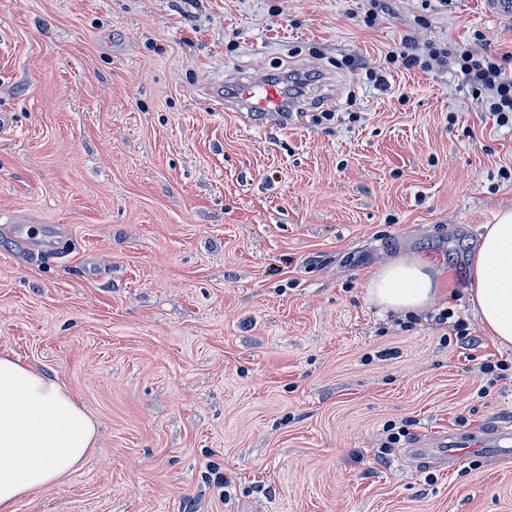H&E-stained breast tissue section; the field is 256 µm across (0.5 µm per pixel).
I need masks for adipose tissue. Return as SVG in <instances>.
Listing matches in <instances>:
<instances>
[{
  "label": "adipose tissue",
  "instance_id": "1",
  "mask_svg": "<svg viewBox=\"0 0 512 512\" xmlns=\"http://www.w3.org/2000/svg\"><path fill=\"white\" fill-rule=\"evenodd\" d=\"M465 289L487 335L512 348V208L484 225ZM441 273L426 257L402 254L381 264L367 300L385 311L417 314L436 299ZM97 420L62 383L20 358L0 355V512L59 484L81 468L98 442Z\"/></svg>",
  "mask_w": 512,
  "mask_h": 512
}]
</instances>
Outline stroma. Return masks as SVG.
I'll return each mask as SVG.
<instances>
[{
    "mask_svg": "<svg viewBox=\"0 0 512 512\" xmlns=\"http://www.w3.org/2000/svg\"><path fill=\"white\" fill-rule=\"evenodd\" d=\"M407 35L512 75L483 0H0V215L33 220L0 232V353L99 422L17 512H512V455L374 459L394 422L512 425V371H478L512 349L465 295L512 129L461 75L388 64ZM244 66L313 69L303 122L212 101ZM401 253L453 273L418 317L366 299Z\"/></svg>",
    "mask_w": 512,
    "mask_h": 512,
    "instance_id": "stroma-1",
    "label": "stroma"
}]
</instances>
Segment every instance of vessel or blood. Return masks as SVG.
<instances>
[{
    "instance_id": "1",
    "label": "vessel or blood",
    "mask_w": 512,
    "mask_h": 512,
    "mask_svg": "<svg viewBox=\"0 0 512 512\" xmlns=\"http://www.w3.org/2000/svg\"><path fill=\"white\" fill-rule=\"evenodd\" d=\"M224 104L239 112L247 124L259 119L292 122L300 118L302 109L300 101L289 94L287 77L274 78L252 68H238L229 74ZM463 444L472 451L487 448L508 454L512 452V428L488 419L468 429L461 442L451 435L425 432L412 441L418 458L436 467L455 460Z\"/></svg>"
}]
</instances>
